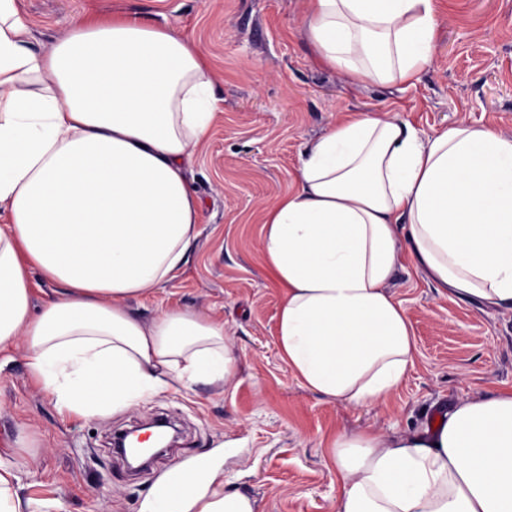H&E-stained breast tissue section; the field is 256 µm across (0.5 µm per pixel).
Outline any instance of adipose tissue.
I'll use <instances>...</instances> for the list:
<instances>
[{"mask_svg": "<svg viewBox=\"0 0 512 512\" xmlns=\"http://www.w3.org/2000/svg\"><path fill=\"white\" fill-rule=\"evenodd\" d=\"M305 29L354 82L412 83L433 60L435 0H306ZM213 89L205 54L176 28L87 15L36 51L17 0H0V347L24 339L59 410L106 417L235 370L223 321L172 308L145 322L128 308L177 277L200 234L186 169ZM261 245L282 292L280 355L301 386L379 401L416 349L388 289L402 251L444 291L512 307V136L465 122L424 135L397 112L353 113L306 144ZM34 270L58 286L36 313ZM331 446L336 512H512V392ZM141 512L256 503L202 458L173 465Z\"/></svg>", "mask_w": 512, "mask_h": 512, "instance_id": "1", "label": "adipose tissue"}]
</instances>
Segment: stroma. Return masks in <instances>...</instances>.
I'll list each match as a JSON object with an SVG mask.
<instances>
[{"mask_svg": "<svg viewBox=\"0 0 512 512\" xmlns=\"http://www.w3.org/2000/svg\"><path fill=\"white\" fill-rule=\"evenodd\" d=\"M41 50L83 15H132L179 29L206 55L216 113L188 170L200 236L178 276L131 300L151 321L181 307L224 322L234 373L167 391L107 417L69 415L30 376L23 342L0 366V457L42 512H140L173 464L218 456L230 490L257 512H336V434L381 438L421 429L443 408L512 389V309L443 294L411 257L390 288L409 315L412 367L383 400L362 406L304 389L281 359V292L262 257L267 209L294 187L306 142L347 113H402L422 134L458 122L512 135V0H439L435 56L414 84H356L319 64L304 0H21ZM181 434L145 471L112 452L114 433L151 418Z\"/></svg>", "mask_w": 512, "mask_h": 512, "instance_id": "stroma-1", "label": "stroma"}]
</instances>
